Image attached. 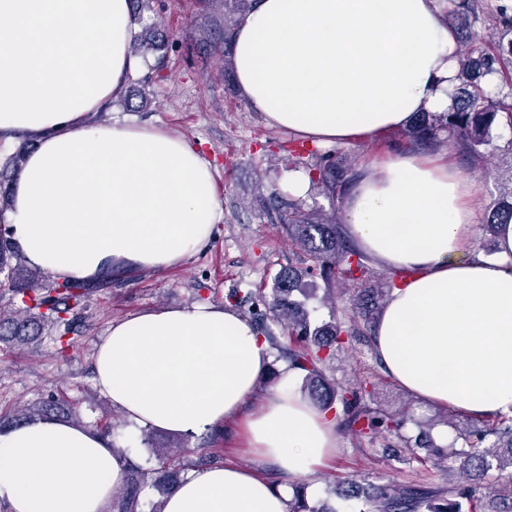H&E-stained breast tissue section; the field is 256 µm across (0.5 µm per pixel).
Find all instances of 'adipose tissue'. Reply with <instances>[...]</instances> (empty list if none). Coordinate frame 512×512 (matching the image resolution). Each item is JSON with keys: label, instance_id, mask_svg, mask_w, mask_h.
Instances as JSON below:
<instances>
[{"label": "adipose tissue", "instance_id": "obj_1", "mask_svg": "<svg viewBox=\"0 0 512 512\" xmlns=\"http://www.w3.org/2000/svg\"><path fill=\"white\" fill-rule=\"evenodd\" d=\"M129 0H0V139L36 133L5 212L19 255L54 279L163 271L207 246L222 218L211 164L152 124L90 122L141 61ZM235 87L272 128L316 146L381 137L454 103L456 41L438 0H257L231 35ZM481 185L447 155L362 163L342 198L353 243L403 274L375 327L392 379L422 405L512 415V222L478 253ZM272 355L244 316L211 303L114 322L96 383L133 426L196 436L241 419L254 467L192 469L162 512H289L288 484L338 446L334 421L286 370L250 409ZM278 463L275 487L257 465ZM123 456L53 418L0 432L7 512H107Z\"/></svg>", "mask_w": 512, "mask_h": 512}]
</instances>
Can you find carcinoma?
I'll use <instances>...</instances> for the list:
<instances>
[{
  "instance_id": "cac0c4a2",
  "label": "carcinoma",
  "mask_w": 512,
  "mask_h": 512,
  "mask_svg": "<svg viewBox=\"0 0 512 512\" xmlns=\"http://www.w3.org/2000/svg\"><path fill=\"white\" fill-rule=\"evenodd\" d=\"M134 16L142 26V33L134 41V52L151 51L157 55L155 68L164 61L166 35L155 17L145 15L152 0H130ZM254 0H224V70H232L230 35L233 30L231 16L244 14L253 7ZM499 26L498 50L512 59V18L504 14L497 17ZM465 50L458 59L455 105L445 113L418 112L402 136L413 146L439 147L451 138L459 152L481 158L498 150L495 129L502 115H507L512 125V78L502 84V89L491 94L483 88L482 79L494 72L495 58L483 52L473 56L470 45L472 36L461 35ZM309 171L312 187L331 200L343 196L353 175L343 168L336 154L317 149L297 153ZM287 224L288 234L299 242L312 257L313 265L304 275L320 278L327 290L339 283H354L370 273L369 259L358 251L340 231L336 214L316 215L305 209L300 200L288 201V212L280 214ZM512 220V180L498 199L496 209L484 225L486 231L496 233L497 225ZM0 269L9 274L3 290L9 294L6 311L0 307V343L25 346L36 343L44 336L60 344V352L76 341L85 308L82 300L97 289L107 288L112 280H64L39 282L40 269L26 265L10 243L9 228L0 229ZM298 275L290 269L282 270L272 288L268 309L270 319L280 327V340L267 326L266 319L253 316L262 337L271 348L286 359L288 366L303 374L302 392L333 419H343L348 428L359 427V432L369 436L400 431L409 418L406 408L394 411L372 408L366 400L371 392L336 387L325 376L324 369L335 359L336 351L350 342L354 333L333 320L314 328L310 327L303 308L289 299L295 290ZM76 414V405L49 400L36 412L0 413V431L18 426L40 417L55 416L69 421ZM493 443H487L489 437ZM419 442L429 448L428 459H460L466 481L446 489L423 485H401L392 481L374 485L366 493L354 479L340 485V497L357 501V512H482L485 497L498 499L502 508L497 512H512V419L501 418L493 425L476 424L460 433L463 445L459 448L441 449L432 443L424 430H419ZM143 441L152 448L156 467L144 471L138 465H129L125 483L113 497L115 512H140V495L151 479V486L166 495L192 468L212 466L216 457L189 447L188 439L156 443L153 431L143 432ZM289 512H335L317 502L307 500L304 487L293 486Z\"/></svg>"
}]
</instances>
